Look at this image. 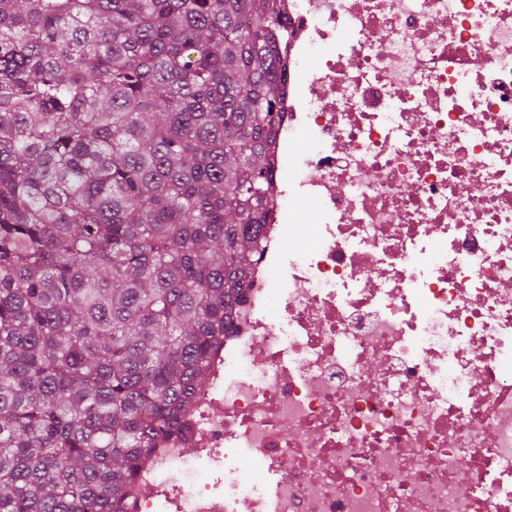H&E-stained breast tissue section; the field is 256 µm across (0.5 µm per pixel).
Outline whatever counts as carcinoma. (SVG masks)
I'll return each instance as SVG.
<instances>
[{"label":"carcinoma","instance_id":"carcinoma-1","mask_svg":"<svg viewBox=\"0 0 512 512\" xmlns=\"http://www.w3.org/2000/svg\"><path fill=\"white\" fill-rule=\"evenodd\" d=\"M275 0H0V512H126L247 284Z\"/></svg>","mask_w":512,"mask_h":512}]
</instances>
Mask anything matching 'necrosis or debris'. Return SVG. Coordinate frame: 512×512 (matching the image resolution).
Here are the masks:
<instances>
[{
  "label": "necrosis or debris",
  "mask_w": 512,
  "mask_h": 512,
  "mask_svg": "<svg viewBox=\"0 0 512 512\" xmlns=\"http://www.w3.org/2000/svg\"><path fill=\"white\" fill-rule=\"evenodd\" d=\"M277 9L262 244L127 508L512 512V0Z\"/></svg>",
  "instance_id": "4bbe7bcc"
}]
</instances>
